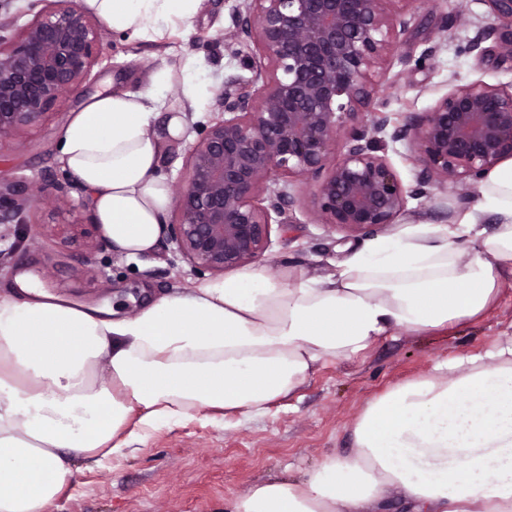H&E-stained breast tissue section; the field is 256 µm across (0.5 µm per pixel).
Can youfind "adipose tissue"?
Wrapping results in <instances>:
<instances>
[{
	"instance_id": "ef3b65f1",
	"label": "adipose tissue",
	"mask_w": 512,
	"mask_h": 512,
	"mask_svg": "<svg viewBox=\"0 0 512 512\" xmlns=\"http://www.w3.org/2000/svg\"><path fill=\"white\" fill-rule=\"evenodd\" d=\"M198 2L80 0L131 41L173 35ZM176 83L181 109L164 112ZM204 90L188 52L178 68L153 69L143 89L91 96L62 130L60 160L116 252L155 248L171 202L159 169ZM481 196L459 223L368 240L322 282L245 268L125 317L38 288L0 295V512H55L75 459L132 455L142 432L193 411L262 414L319 364L395 327L422 334L480 317L512 273V165ZM486 212L498 217L491 233ZM465 363L374 398L353 426L352 453L258 483L225 512H378L393 490L409 512H512V344Z\"/></svg>"
}]
</instances>
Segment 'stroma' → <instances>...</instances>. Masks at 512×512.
Wrapping results in <instances>:
<instances>
[{
  "mask_svg": "<svg viewBox=\"0 0 512 512\" xmlns=\"http://www.w3.org/2000/svg\"><path fill=\"white\" fill-rule=\"evenodd\" d=\"M447 15L462 16V24L441 31ZM488 20L485 0H421L377 78L373 107L399 125L409 113L428 111L451 86L476 79L512 84V65L495 53L480 56L468 49L478 25ZM430 47L434 55L420 63ZM185 51L197 55L209 87L185 135L172 142L161 163V175L177 189L191 147L222 117L224 90L254 75L258 53L253 42L237 35L230 0H203L183 36L172 40L128 42L105 31L99 61L79 92L0 145V192L12 195L23 210L20 222L0 223L1 294L15 289L17 275L29 271L52 294L84 305L118 302L130 316L145 296L161 297L204 281L169 233H162L151 253L134 259L101 245L103 232L87 193L59 160L60 132L87 98L108 84L140 89L151 69L176 65ZM317 183V177L304 176L286 186L297 201L295 221L272 225L267 248L255 262L272 278L286 270L305 279L324 277L375 235L371 229L347 233L326 224L312 204ZM479 205V199L462 202L449 191L412 199L396 224L383 231L419 221L454 224ZM510 339L508 273L495 305L480 319L424 334L395 329L356 356L319 365L263 416L245 419L229 412L205 420L193 412L179 424L147 430L132 456L77 460L58 512H224L225 502L257 483L308 471L330 454H350L359 414L391 387L432 375L439 361Z\"/></svg>",
  "mask_w": 512,
  "mask_h": 512,
  "instance_id": "1",
  "label": "stroma"
}]
</instances>
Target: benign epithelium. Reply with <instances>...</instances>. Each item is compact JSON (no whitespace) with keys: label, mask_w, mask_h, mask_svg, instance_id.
I'll list each match as a JSON object with an SVG mask.
<instances>
[{"label":"benign epithelium","mask_w":512,"mask_h":512,"mask_svg":"<svg viewBox=\"0 0 512 512\" xmlns=\"http://www.w3.org/2000/svg\"><path fill=\"white\" fill-rule=\"evenodd\" d=\"M44 7L16 33L0 27V141L35 124L80 87L95 64L102 29L74 0ZM403 6H398V3ZM420 0H242L239 33L258 50L254 76L223 95L224 118L191 147L180 182L179 251L193 267L222 273L257 259L270 226L293 223L294 199L276 184L321 177L313 204L335 227L360 231L394 223L407 198L430 189L476 192L478 181L512 159V89L481 79L454 85L391 138L411 144L420 168L407 189L378 154L390 115L371 107L374 78L393 54ZM492 22L483 43L512 62V0H484ZM340 155L330 160L337 141ZM21 207L0 193V223Z\"/></svg>","instance_id":"1"}]
</instances>
